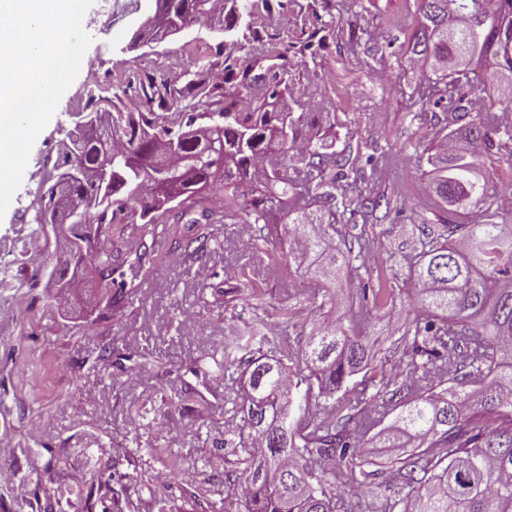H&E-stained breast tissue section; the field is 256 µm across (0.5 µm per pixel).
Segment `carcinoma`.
Here are the masks:
<instances>
[{
	"mask_svg": "<svg viewBox=\"0 0 512 512\" xmlns=\"http://www.w3.org/2000/svg\"><path fill=\"white\" fill-rule=\"evenodd\" d=\"M214 2L161 0V7L197 22ZM260 3L270 8L269 0H245L224 11L231 40L223 83L199 78L177 88L150 78L142 86L147 111L91 110L79 143L44 160L32 205L35 232L65 227L76 241L65 262L98 268L114 307L134 291L101 240L116 235L135 263H157L145 242L157 227L151 213L175 199L180 215L166 231L186 268L201 261L208 225L258 224L256 239L266 243L262 225L286 208L294 214L283 227L288 251L268 260L275 268L293 264L317 282L336 277L340 246L352 250L336 238L337 218L348 211L367 224L382 205L369 179H359L352 151L310 150L283 113L238 110L233 89L245 85L251 55L285 60L295 48L282 41L247 46L234 37L252 30ZM420 12L411 53L444 83L430 90L434 104L448 100V123L433 128L424 146L432 192L451 214L480 215L419 231L417 252L407 259L412 306L421 309L412 319L397 308L396 288L379 287L371 301L364 289L355 296L346 326L319 320L293 337L257 317L232 330L224 375L247 365L249 391L262 395L241 398L231 416L240 448L224 470V498L236 499L242 512H360L361 496H379V470L366 448L400 435L417 445L386 462L398 490L382 498L379 512H512V224L495 222L488 181L476 189L467 180L481 158L508 147L512 125L492 113L470 118L472 95L488 92L487 77L457 71L477 44L492 67L512 73V46L481 27L491 19L512 29V0H421ZM189 96L222 97L224 111H174ZM201 118L212 124L195 126ZM168 144L183 152L184 164L163 181L156 159ZM217 183L232 189L224 209H197L198 197ZM316 202L327 209H311ZM183 222L196 232H180ZM396 312L405 320L395 339L405 366L400 378L385 381L383 394L372 395L378 371L367 330ZM359 373L362 379L352 380Z\"/></svg>",
	"mask_w": 512,
	"mask_h": 512,
	"instance_id": "obj_1",
	"label": "carcinoma"
}]
</instances>
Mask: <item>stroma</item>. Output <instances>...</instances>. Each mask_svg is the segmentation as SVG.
Listing matches in <instances>:
<instances>
[{
    "instance_id": "obj_1",
    "label": "stroma",
    "mask_w": 512,
    "mask_h": 512,
    "mask_svg": "<svg viewBox=\"0 0 512 512\" xmlns=\"http://www.w3.org/2000/svg\"><path fill=\"white\" fill-rule=\"evenodd\" d=\"M147 0L119 11L94 0L96 24L86 58L95 81L79 71L52 121L39 134L22 183L0 220V512H236L224 498L221 472L236 437L226 436L224 338L234 325L262 317L274 324L304 323L296 273H272L237 224L211 226L214 246L202 271H185L171 240L155 239L162 264L127 270L136 293L129 304L99 319L105 307L98 273L83 268L78 289L57 295L48 281L62 251L31 245L22 221L38 193L39 163L57 155L75 114L87 104L105 112L131 111L138 81L161 74L183 86L197 71L219 80L224 35L193 25L172 40L136 51L127 33ZM420 0H290L272 6L279 18L263 37L288 34L303 44L311 34L327 46L315 55L277 60L254 55V74L282 82L275 99L258 88L241 90L254 112H286L319 150L359 147L378 158L376 189L394 204L377 210L376 254L391 282L405 284V255L414 251L412 224L437 222L429 165L417 160L422 133L437 118L420 111L411 92L434 82L411 65L409 43ZM28 242L24 257L7 249ZM238 289L235 297L226 288ZM179 476L160 482L169 459ZM111 474L100 485L98 471Z\"/></svg>"
}]
</instances>
